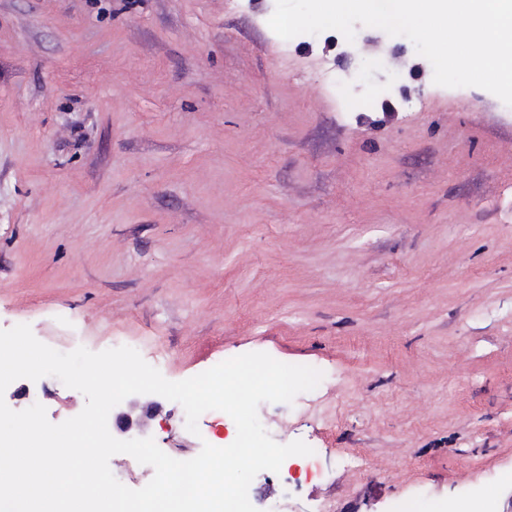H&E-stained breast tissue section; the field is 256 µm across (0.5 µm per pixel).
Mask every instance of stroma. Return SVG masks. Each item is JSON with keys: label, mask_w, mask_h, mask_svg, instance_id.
<instances>
[{"label": "stroma", "mask_w": 512, "mask_h": 512, "mask_svg": "<svg viewBox=\"0 0 512 512\" xmlns=\"http://www.w3.org/2000/svg\"><path fill=\"white\" fill-rule=\"evenodd\" d=\"M274 9L0 0V329L129 346L170 381L250 352L320 370L258 409L322 452L260 472L258 512H512V107L377 28L282 39ZM336 69L368 106L322 92ZM4 398L55 424L85 405L53 376ZM198 428L165 399L147 434L184 461L236 433Z\"/></svg>", "instance_id": "35a3bbf8"}]
</instances>
